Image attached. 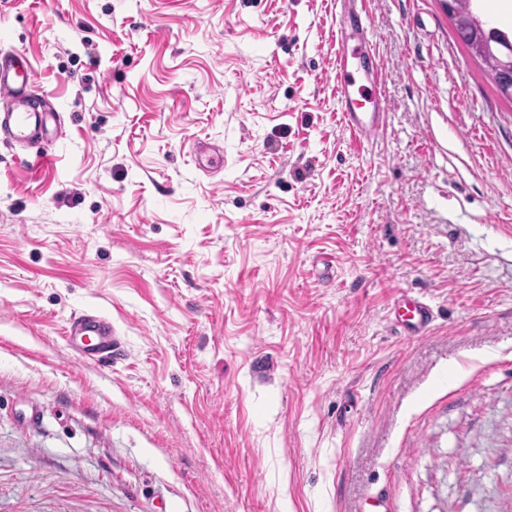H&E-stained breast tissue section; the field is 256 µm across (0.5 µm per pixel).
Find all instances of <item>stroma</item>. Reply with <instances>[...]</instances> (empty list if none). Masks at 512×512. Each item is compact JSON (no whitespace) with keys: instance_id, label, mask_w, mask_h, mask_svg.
Returning <instances> with one entry per match:
<instances>
[{"instance_id":"1","label":"stroma","mask_w":512,"mask_h":512,"mask_svg":"<svg viewBox=\"0 0 512 512\" xmlns=\"http://www.w3.org/2000/svg\"><path fill=\"white\" fill-rule=\"evenodd\" d=\"M364 7L371 143L340 0H0L61 123L0 143V512H512V101L441 0ZM356 79L348 70V47L336 59V87L341 110L350 131L358 141L374 140L385 121L381 103V78L379 70L373 74L369 86L361 85L355 91ZM359 98H356V97ZM359 102L371 104V112H357ZM405 310L401 321L408 334L419 333L432 323V307L426 300L414 299L405 304ZM65 340L85 359L99 362L121 350L120 337L105 316L95 312L75 317L66 331Z\"/></svg>"}]
</instances>
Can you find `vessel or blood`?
Here are the masks:
<instances>
[{"label": "vessel or blood", "mask_w": 512, "mask_h": 512, "mask_svg": "<svg viewBox=\"0 0 512 512\" xmlns=\"http://www.w3.org/2000/svg\"><path fill=\"white\" fill-rule=\"evenodd\" d=\"M336 87L344 119L355 137L362 142L374 140L385 121L381 103V78L372 76L369 84L357 85L348 69L347 55L336 59ZM39 76L28 58L14 53H0V98L9 102L0 113V131L8 140L41 146L38 160H46L54 138L50 125L54 113L45 111L40 100ZM433 320L428 301L415 299L405 306L402 323L408 333L427 329ZM66 341L85 359L99 362L121 349L120 338L111 321L98 313L87 312L75 317L67 331Z\"/></svg>", "instance_id": "vessel-or-blood-1"}]
</instances>
